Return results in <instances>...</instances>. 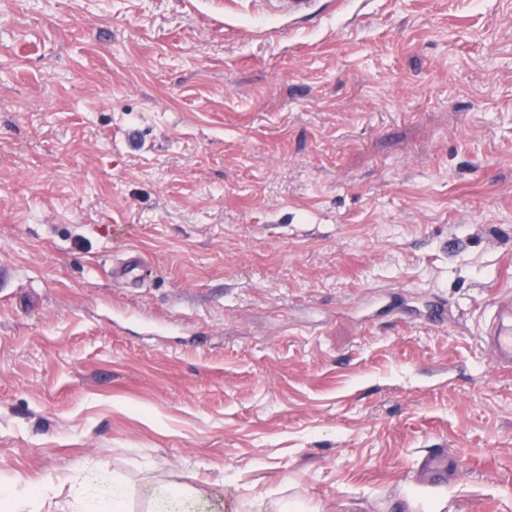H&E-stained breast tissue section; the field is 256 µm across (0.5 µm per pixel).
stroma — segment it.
Returning a JSON list of instances; mask_svg holds the SVG:
<instances>
[{"mask_svg": "<svg viewBox=\"0 0 512 512\" xmlns=\"http://www.w3.org/2000/svg\"><path fill=\"white\" fill-rule=\"evenodd\" d=\"M507 290L512 0H0V478L512 512ZM148 265L144 258L135 250L127 251L121 262L112 268V274L130 282L139 281L147 271ZM493 318L482 336L490 347L499 369H512V298L511 292H501L491 307Z\"/></svg>", "mask_w": 512, "mask_h": 512, "instance_id": "35a3bbf8", "label": "stroma"}]
</instances>
